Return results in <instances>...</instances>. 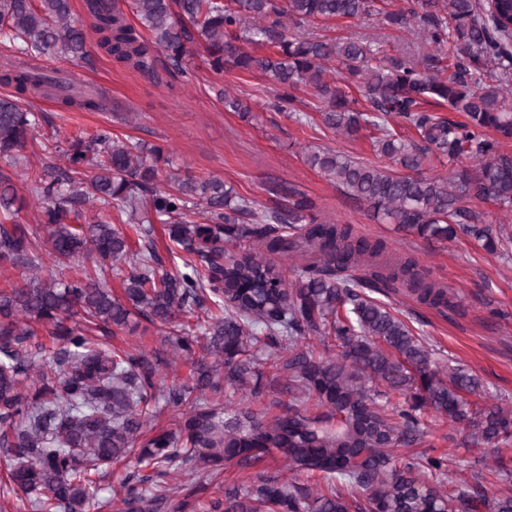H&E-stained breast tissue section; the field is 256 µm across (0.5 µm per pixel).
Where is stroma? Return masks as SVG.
<instances>
[{
	"label": "stroma",
	"mask_w": 512,
	"mask_h": 512,
	"mask_svg": "<svg viewBox=\"0 0 512 512\" xmlns=\"http://www.w3.org/2000/svg\"><path fill=\"white\" fill-rule=\"evenodd\" d=\"M73 10L88 27L87 59L58 56L46 59L44 65L53 73L84 75L111 86L112 109L70 111L52 98L28 99V108L42 113L43 121L37 139L28 142L23 160L13 169L19 194L27 192L28 171L46 157L41 137L59 126L75 134L107 127L119 139L162 147L172 162V173L221 178L265 210L286 209L289 191L305 193L316 200L322 219L352 225L359 236L385 241L389 252L413 257L447 287L450 302L437 309L419 304L400 288L376 293L375 298L425 343L433 367L441 374L461 371L474 378L473 401L512 412V249L495 256L468 236L424 240L386 223L305 160L309 149L319 147L381 164L366 138L334 135L316 120L298 122L291 112L272 107L273 94L261 74L230 69L218 74L197 55L188 58L187 74L150 82L98 47L83 0H73ZM288 30L306 37L360 39L392 55L415 51L422 44L414 30L387 27L372 17L292 24ZM221 89L246 99L250 112L226 111L217 95ZM420 416L422 441L403 448V455L426 450L447 456V486L480 474L488 495L505 491L495 470L501 460L512 466V442L500 443L494 451L475 447L466 424L450 422L426 407Z\"/></svg>",
	"instance_id": "obj_1"
}]
</instances>
